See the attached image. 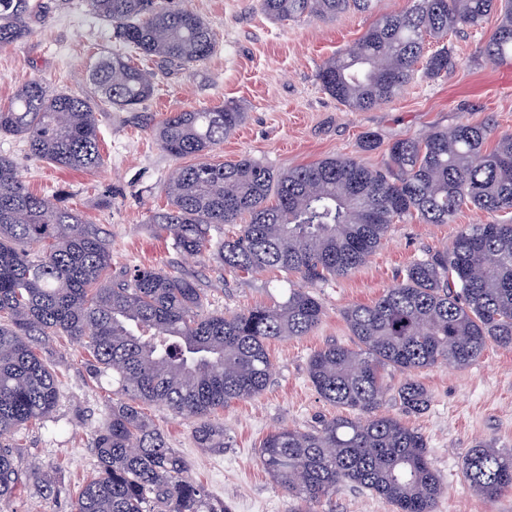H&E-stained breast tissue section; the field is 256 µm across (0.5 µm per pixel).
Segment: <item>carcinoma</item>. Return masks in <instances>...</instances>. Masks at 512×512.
<instances>
[{
	"mask_svg": "<svg viewBox=\"0 0 512 512\" xmlns=\"http://www.w3.org/2000/svg\"><path fill=\"white\" fill-rule=\"evenodd\" d=\"M258 2L271 18L294 19L371 13L377 0ZM87 3L112 25L114 40L137 56L189 69L215 51L208 24L189 9L157 0ZM37 12L32 0H0V48L27 37ZM493 13L499 23L480 52L509 62L512 0H412L406 11L375 20L324 62L317 79L349 110H369L398 96L422 62L429 78L452 72L458 58L448 34L476 29ZM431 43L437 47L428 54ZM154 77L133 57L114 53L90 75L94 97L30 80L0 106V133L24 139L31 156L60 169L92 170L102 162L100 112L107 105L137 111L153 97ZM244 119L242 108L228 103L175 112L156 127L170 156L198 159L175 169L165 185L167 209L150 216L188 256L211 254L212 232L246 215L248 223L218 246L224 266L251 273L282 269L323 282L364 265L397 221L451 224L464 207L494 216L409 263L400 282L376 301L345 309L355 346L331 343L309 358L307 374L320 396L361 417L333 418L308 431L281 427L260 448L263 468L297 502L293 512H309L339 484L375 494L396 512H435L446 487L431 466L424 436L378 414L389 393L384 372L464 368L490 343L512 348V135L489 150L490 124L465 119L393 141L381 168L351 157L279 173L248 157L206 161ZM205 300L193 279L155 266L112 274L107 237L61 199L30 192L13 161L1 155L0 502L27 481L44 494L54 492L37 465L20 468L16 447L5 437L55 409L57 379L36 346L63 334L88 352L89 380L110 376L123 396L97 432V476L82 488L73 512H229L187 475L184 458L143 406L199 420L196 447L224 451V425L211 415L266 390L270 341L309 334L324 310L292 283L273 305L229 316L202 314ZM395 399L407 413L420 414L429 404L427 389L411 377ZM463 474L480 497L512 490V451L478 441Z\"/></svg>",
	"mask_w": 512,
	"mask_h": 512,
	"instance_id": "obj_1",
	"label": "carcinoma"
}]
</instances>
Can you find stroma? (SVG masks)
I'll return each mask as SVG.
<instances>
[{
    "label": "stroma",
    "instance_id": "obj_1",
    "mask_svg": "<svg viewBox=\"0 0 512 512\" xmlns=\"http://www.w3.org/2000/svg\"><path fill=\"white\" fill-rule=\"evenodd\" d=\"M41 17L25 39L0 49V105L21 83L39 79L56 91L91 95L89 74L99 59L122 51L112 27L91 13L85 0H39ZM201 16L217 46L204 63L187 70L156 69L153 97L139 111L115 108L100 117L101 167L65 172L32 158L25 142L0 135V155L13 160L19 179L32 193L62 192L66 203L103 231L112 249V268L153 265L192 277L207 294L206 312L232 315L272 305L287 272L256 273L224 269L213 257L192 258L171 236L149 224L151 211L165 207L164 186L177 167L153 134L171 113L218 108L233 102L247 118L210 155L214 161L247 156L282 172L326 157H353L368 167L382 166L388 143L419 137L434 127L459 121L489 120L494 136L512 133V63L486 61L480 44L498 23L490 15L482 27L453 36L459 66L444 77L416 76L392 101L353 112L327 95L316 74L337 51L360 38L374 20L347 12L331 19L305 16L274 20L255 0H175ZM371 132L380 145L367 151L360 138ZM487 214L463 208L450 224L406 220L391 226L383 245L349 276L313 285L325 315L310 334L272 342L271 383L258 397L235 401L215 419L224 426L227 449L196 448L193 421L161 406L146 409L170 447L183 455L189 476L232 512H292L294 502L263 469L259 449L279 427L311 430L340 410L324 401L307 375L312 353L329 343L353 345L343 311L368 304L394 286L407 263L448 246L463 226L486 222ZM42 354L59 385L58 404L44 423H27L10 435L19 444L20 466L38 464L54 480L55 492L42 497L34 483L18 487L0 503V512H71L82 487L97 474L92 446L97 429L111 413L112 383L90 382L86 351L70 337H52ZM417 379L430 394L428 408L404 415L394 399L382 414L404 418L423 434L433 468L446 491L435 512H512V491L485 499L473 495L462 463L475 439L512 450V349L489 345L466 368L442 365L420 370ZM311 512H393L384 499L346 485L311 507Z\"/></svg>",
    "mask_w": 512,
    "mask_h": 512
}]
</instances>
